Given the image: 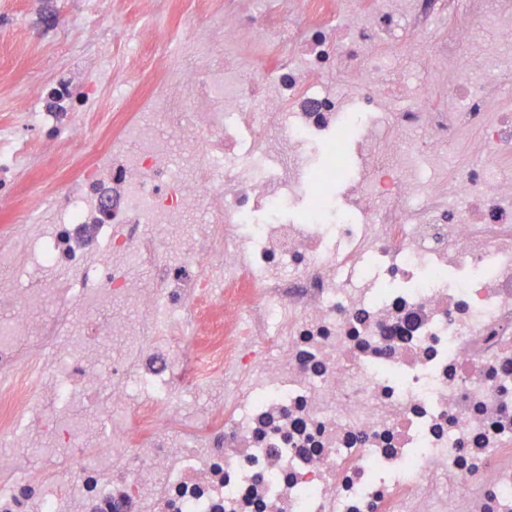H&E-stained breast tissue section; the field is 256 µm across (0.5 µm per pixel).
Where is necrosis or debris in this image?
Returning a JSON list of instances; mask_svg holds the SVG:
<instances>
[{"mask_svg": "<svg viewBox=\"0 0 512 512\" xmlns=\"http://www.w3.org/2000/svg\"><path fill=\"white\" fill-rule=\"evenodd\" d=\"M457 6L235 0L217 26L206 0L188 47L204 63L172 70L149 97L171 119L168 138L129 123L134 150L86 169L58 208L65 235L38 247L41 266L59 263L72 230L119 189L126 223L154 233L133 243L97 226L112 271L80 283L140 308L141 326L110 331L135 351L113 359L98 336L56 347L58 320H31L41 288L4 291L0 512H512V106L461 63L465 49L496 59L512 48V0H497L492 39L449 27L434 46L437 83L395 72L383 50L401 26L410 42L427 38ZM101 90L61 81L21 110L36 128ZM67 130L73 143L85 134L72 116ZM473 131L477 162L447 170L449 144ZM353 137L366 184L347 180ZM282 156L284 187L257 167ZM338 182L350 207L331 198ZM258 208L244 241L238 227ZM192 213L216 214L219 230L171 232ZM146 262L159 274L139 288L126 271ZM136 390L148 397L126 428L80 447ZM80 407L90 415L73 428L48 418ZM47 440L68 487L24 467Z\"/></svg>", "mask_w": 512, "mask_h": 512, "instance_id": "necrosis-or-debris-1", "label": "necrosis or debris"}]
</instances>
